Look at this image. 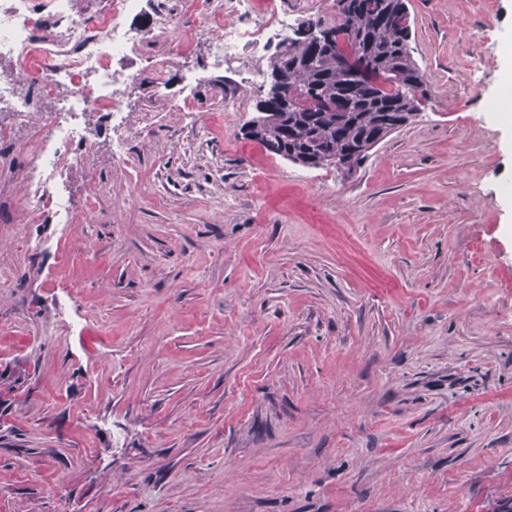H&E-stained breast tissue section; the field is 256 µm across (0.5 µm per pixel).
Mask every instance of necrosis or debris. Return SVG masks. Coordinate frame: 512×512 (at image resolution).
<instances>
[{
  "label": "necrosis or debris",
  "mask_w": 512,
  "mask_h": 512,
  "mask_svg": "<svg viewBox=\"0 0 512 512\" xmlns=\"http://www.w3.org/2000/svg\"><path fill=\"white\" fill-rule=\"evenodd\" d=\"M140 6L141 0H86L78 10L72 0H48L36 11L24 0H0V59H15L19 67L18 74L0 77V109L8 108L20 125L37 121L39 135L27 146L24 198L32 205L56 200L59 223L74 220L70 205L59 198V172L85 166L91 152L90 145L75 140L69 115L91 110L120 121L121 88L129 76L119 63L143 40L127 24ZM251 9L252 0H197L196 16L226 18L212 43L215 61L237 60L244 50H264L272 36H288L293 16L276 0L263 24L238 23ZM49 95L57 98L50 111L44 106Z\"/></svg>",
  "instance_id": "necrosis-or-debris-1"
}]
</instances>
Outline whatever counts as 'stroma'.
I'll use <instances>...</instances> for the list:
<instances>
[{
	"mask_svg": "<svg viewBox=\"0 0 512 512\" xmlns=\"http://www.w3.org/2000/svg\"><path fill=\"white\" fill-rule=\"evenodd\" d=\"M194 2L130 18L125 126H152L119 166L111 115L80 117L81 223L0 188V512H498L512 0H405L431 99L347 177L246 139L271 57L153 29Z\"/></svg>",
	"mask_w": 512,
	"mask_h": 512,
	"instance_id": "35a3bbf8",
	"label": "stroma"
}]
</instances>
